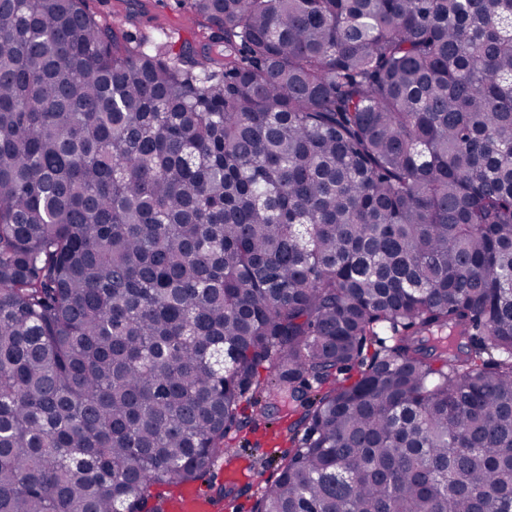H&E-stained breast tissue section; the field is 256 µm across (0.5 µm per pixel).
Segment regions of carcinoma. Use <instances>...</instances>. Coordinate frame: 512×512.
<instances>
[{
    "mask_svg": "<svg viewBox=\"0 0 512 512\" xmlns=\"http://www.w3.org/2000/svg\"><path fill=\"white\" fill-rule=\"evenodd\" d=\"M180 2L0 0V512H512V0ZM89 6L104 21L133 36L156 38L162 29L172 37L175 51L182 46L200 48L202 22L194 20L177 0H89ZM301 413L302 409H299L288 414V409L282 408L276 416L275 423L266 430L262 428L254 431L245 427L229 434L224 441V448H236L242 458L235 463L245 469L247 477L236 483L237 496L232 498L234 511L225 510V504L229 499H223L208 512H251L256 499L266 486L279 476L281 458L291 448L288 439L280 436V430L298 420ZM251 464L253 466L250 468ZM221 466L224 468V459L220 461L218 466L213 467L209 473L192 484L164 487L158 489L157 492H159L164 499L169 501L181 488L189 487L192 488L197 495L210 501L211 497L215 495L217 488L220 485H224V480L221 481L217 475V471Z\"/></svg>",
    "mask_w": 512,
    "mask_h": 512,
    "instance_id": "cac0c4a2",
    "label": "carcinoma"
}]
</instances>
